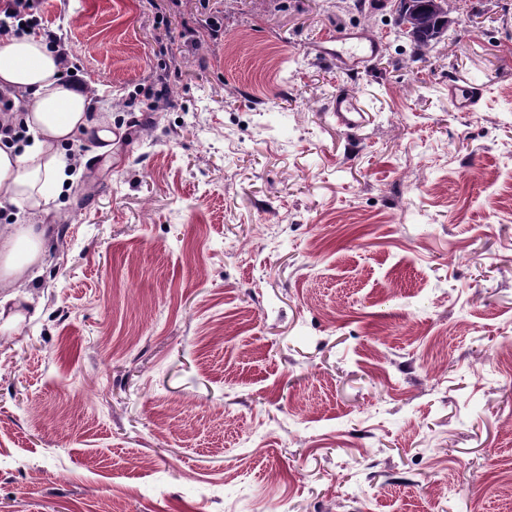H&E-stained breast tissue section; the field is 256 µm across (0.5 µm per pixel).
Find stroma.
Segmentation results:
<instances>
[{"instance_id":"35a3bbf8","label":"stroma","mask_w":512,"mask_h":512,"mask_svg":"<svg viewBox=\"0 0 512 512\" xmlns=\"http://www.w3.org/2000/svg\"><path fill=\"white\" fill-rule=\"evenodd\" d=\"M156 2L38 5L115 138L0 211L51 237L0 291V512H512V0L416 62L387 0ZM381 50L378 39L359 32H349L338 38L331 36L324 39L319 53L325 57H336L351 70H358ZM449 92L455 100L459 110L464 112L474 111V108L482 96V89L472 85L449 84ZM330 110L336 112L337 122L347 128L358 125L362 119V112H365L357 98L341 92L336 94Z\"/></svg>"}]
</instances>
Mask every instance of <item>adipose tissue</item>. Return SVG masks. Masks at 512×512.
Segmentation results:
<instances>
[{"instance_id": "1", "label": "adipose tissue", "mask_w": 512, "mask_h": 512, "mask_svg": "<svg viewBox=\"0 0 512 512\" xmlns=\"http://www.w3.org/2000/svg\"><path fill=\"white\" fill-rule=\"evenodd\" d=\"M1 85L24 101L27 141L0 148V208L49 213L73 179L64 144L90 129L108 144L113 133L97 128L85 88L65 78L62 63L43 35L0 39ZM45 234L40 224H13L0 231V288L33 277Z\"/></svg>"}]
</instances>
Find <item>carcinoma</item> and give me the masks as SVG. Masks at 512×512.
<instances>
[{
    "instance_id": "obj_1",
    "label": "carcinoma",
    "mask_w": 512,
    "mask_h": 512,
    "mask_svg": "<svg viewBox=\"0 0 512 512\" xmlns=\"http://www.w3.org/2000/svg\"><path fill=\"white\" fill-rule=\"evenodd\" d=\"M395 24L410 40L413 59L421 60L448 30V0H401Z\"/></svg>"
}]
</instances>
